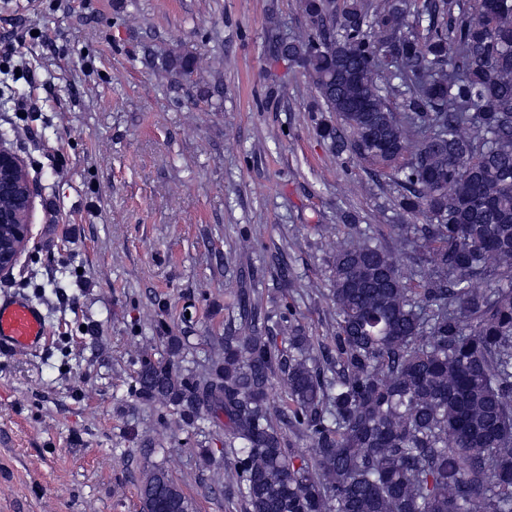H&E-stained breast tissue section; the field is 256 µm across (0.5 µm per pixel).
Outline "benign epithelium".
<instances>
[{
    "label": "benign epithelium",
    "mask_w": 512,
    "mask_h": 512,
    "mask_svg": "<svg viewBox=\"0 0 512 512\" xmlns=\"http://www.w3.org/2000/svg\"><path fill=\"white\" fill-rule=\"evenodd\" d=\"M34 198L23 159L0 139V228L13 232L9 239L0 238V276L12 272L31 238Z\"/></svg>",
    "instance_id": "7a95c632"
}]
</instances>
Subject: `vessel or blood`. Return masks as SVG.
<instances>
[{
    "mask_svg": "<svg viewBox=\"0 0 512 512\" xmlns=\"http://www.w3.org/2000/svg\"><path fill=\"white\" fill-rule=\"evenodd\" d=\"M47 336V326L38 306L23 296L0 298V352L38 349Z\"/></svg>",
    "mask_w": 512,
    "mask_h": 512,
    "instance_id": "vessel-or-blood-1",
    "label": "vessel or blood"
}]
</instances>
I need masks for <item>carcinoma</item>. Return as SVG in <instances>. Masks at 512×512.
<instances>
[{
    "instance_id": "carcinoma-1",
    "label": "carcinoma",
    "mask_w": 512,
    "mask_h": 512,
    "mask_svg": "<svg viewBox=\"0 0 512 512\" xmlns=\"http://www.w3.org/2000/svg\"><path fill=\"white\" fill-rule=\"evenodd\" d=\"M264 47L305 71L338 155L387 178L413 224L351 221L336 250V331L288 346L241 294L246 336L210 337L207 377L140 360V398L187 425L224 415V490L244 512H512V0H300ZM195 60L161 67L179 76ZM280 381L284 394L272 395ZM310 451L296 455L291 439ZM140 512H196L162 469ZM278 5V18L282 29L292 35L302 25V18L298 10L299 0H274Z\"/></svg>"
}]
</instances>
